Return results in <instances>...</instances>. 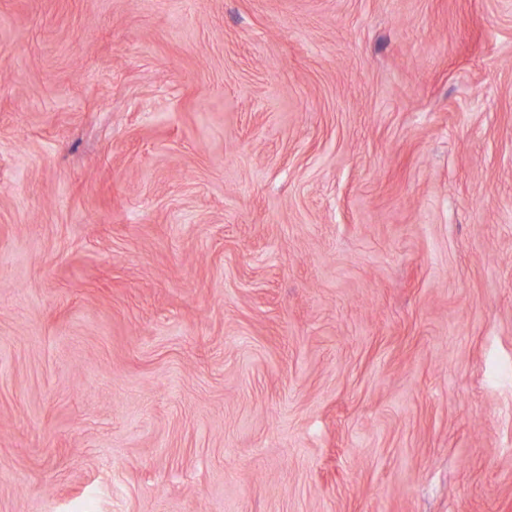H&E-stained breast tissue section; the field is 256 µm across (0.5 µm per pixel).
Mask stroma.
I'll return each mask as SVG.
<instances>
[{
    "instance_id": "35a3bbf8",
    "label": "stroma",
    "mask_w": 512,
    "mask_h": 512,
    "mask_svg": "<svg viewBox=\"0 0 512 512\" xmlns=\"http://www.w3.org/2000/svg\"><path fill=\"white\" fill-rule=\"evenodd\" d=\"M512 0H0V512H512Z\"/></svg>"
}]
</instances>
